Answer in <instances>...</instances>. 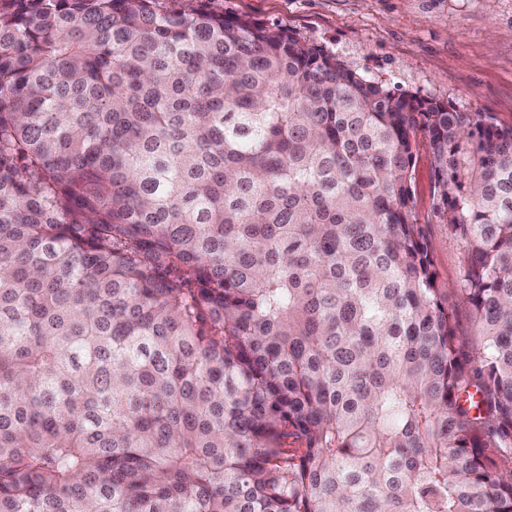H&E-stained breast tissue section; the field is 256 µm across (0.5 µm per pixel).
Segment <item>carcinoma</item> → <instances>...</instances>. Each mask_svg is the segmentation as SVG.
<instances>
[{"instance_id":"obj_1","label":"carcinoma","mask_w":512,"mask_h":512,"mask_svg":"<svg viewBox=\"0 0 512 512\" xmlns=\"http://www.w3.org/2000/svg\"><path fill=\"white\" fill-rule=\"evenodd\" d=\"M0 512H512V125L203 6L0 0ZM415 219L425 226L427 239L438 282L448 288V307L454 312L455 340L464 350L471 349L479 340L471 309L459 300L453 287L457 280L462 254L459 245L449 235L447 224H442L434 210L432 195L431 159L426 148H420L415 166Z\"/></svg>"}]
</instances>
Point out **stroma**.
<instances>
[{"label": "stroma", "instance_id": "stroma-1", "mask_svg": "<svg viewBox=\"0 0 512 512\" xmlns=\"http://www.w3.org/2000/svg\"><path fill=\"white\" fill-rule=\"evenodd\" d=\"M211 8L295 34L362 75L398 90L487 112L512 124V0H204ZM415 218L439 283L449 290L455 340H479L471 309L452 288L462 254L434 210L427 151L415 166Z\"/></svg>", "mask_w": 512, "mask_h": 512}]
</instances>
